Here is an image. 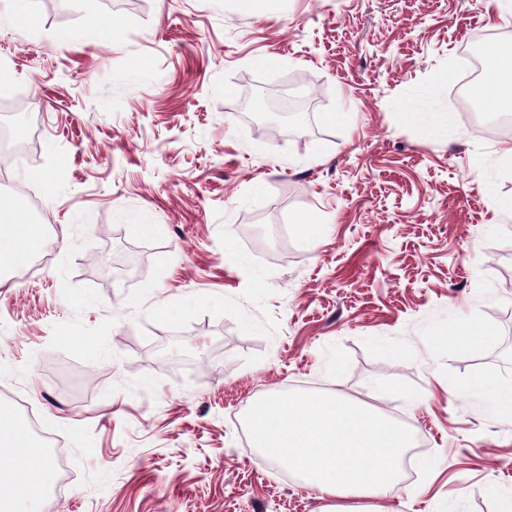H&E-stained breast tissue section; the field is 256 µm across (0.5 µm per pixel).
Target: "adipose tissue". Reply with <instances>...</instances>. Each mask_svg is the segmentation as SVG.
Wrapping results in <instances>:
<instances>
[{
  "mask_svg": "<svg viewBox=\"0 0 512 512\" xmlns=\"http://www.w3.org/2000/svg\"><path fill=\"white\" fill-rule=\"evenodd\" d=\"M480 97L491 109L512 108V48L488 47ZM38 244L35 225L17 214L0 266L23 269ZM253 443L273 463L299 472L326 505L322 512H370L368 501L395 491L402 457L412 434L384 413L343 398L305 396L293 401L274 395L255 405L250 419ZM0 488L7 489L6 512H34L49 485L52 466L26 423L0 410Z\"/></svg>",
  "mask_w": 512,
  "mask_h": 512,
  "instance_id": "adipose-tissue-1",
  "label": "adipose tissue"
}]
</instances>
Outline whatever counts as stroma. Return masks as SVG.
I'll list each match as a JSON object with an SVG mask.
<instances>
[{
    "label": "stroma",
    "mask_w": 512,
    "mask_h": 512,
    "mask_svg": "<svg viewBox=\"0 0 512 512\" xmlns=\"http://www.w3.org/2000/svg\"><path fill=\"white\" fill-rule=\"evenodd\" d=\"M26 7L0 0V105L30 116L0 200L50 225V261L0 269V408L60 442L69 484L40 512H321L244 432L277 394L354 399L424 439L376 512H512V420L465 390L512 387V220L494 209L512 139L476 133L455 92L463 46H512V12ZM261 86L306 103V132L243 109ZM408 110L453 123L427 137ZM460 324L488 329L477 352L442 341Z\"/></svg>",
    "instance_id": "35a3bbf8"
}]
</instances>
